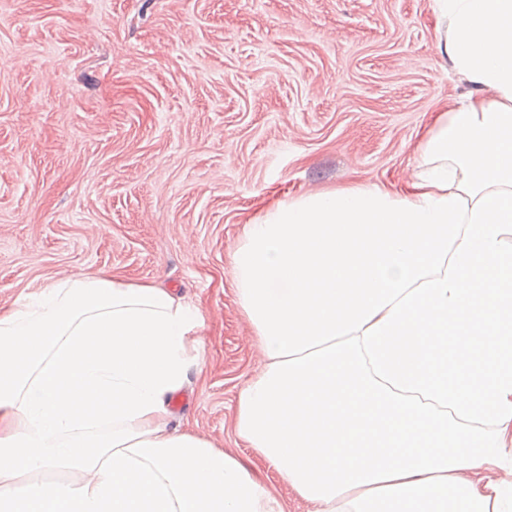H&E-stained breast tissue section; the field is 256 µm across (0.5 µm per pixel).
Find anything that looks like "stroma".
Returning <instances> with one entry per match:
<instances>
[{"label": "stroma", "instance_id": "obj_1", "mask_svg": "<svg viewBox=\"0 0 512 512\" xmlns=\"http://www.w3.org/2000/svg\"><path fill=\"white\" fill-rule=\"evenodd\" d=\"M469 90L434 0H0V307L75 273L197 309L185 429L310 512L235 431L265 365L233 284L242 228L281 200L400 184Z\"/></svg>", "mask_w": 512, "mask_h": 512}]
</instances>
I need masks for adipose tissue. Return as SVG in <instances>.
I'll list each match as a JSON object with an SVG mask.
<instances>
[{"label":"adipose tissue","instance_id":"ef3b65f1","mask_svg":"<svg viewBox=\"0 0 512 512\" xmlns=\"http://www.w3.org/2000/svg\"><path fill=\"white\" fill-rule=\"evenodd\" d=\"M470 86L405 187L284 200L242 230L266 358L236 433L312 512H512V0H434ZM197 311L81 273L0 310V512H277L170 427Z\"/></svg>","mask_w":512,"mask_h":512}]
</instances>
